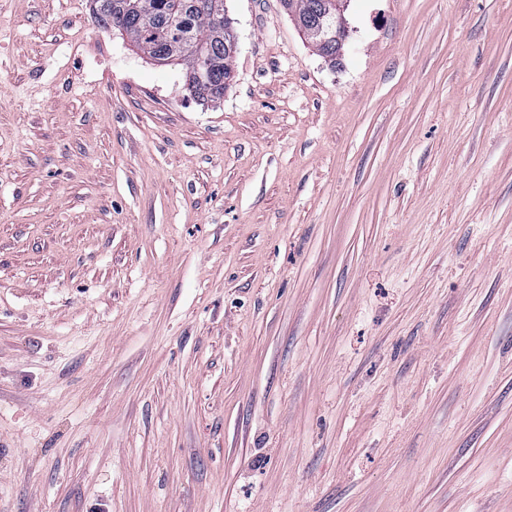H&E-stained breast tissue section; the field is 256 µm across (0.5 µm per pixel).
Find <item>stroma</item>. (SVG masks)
<instances>
[{
	"label": "stroma",
	"mask_w": 512,
	"mask_h": 512,
	"mask_svg": "<svg viewBox=\"0 0 512 512\" xmlns=\"http://www.w3.org/2000/svg\"><path fill=\"white\" fill-rule=\"evenodd\" d=\"M224 4L0 0V512H512V0ZM91 8L99 25L119 30L147 58L181 65L191 95L224 97L236 58L226 47L232 34L224 0H91ZM294 2L295 12L303 18L305 25H323L327 29L325 41L314 47L318 55L336 64L341 51V41L344 42L347 31L341 24V19L336 24V8L341 15L344 10V2L340 0H291ZM336 1V7L332 3ZM336 36V39L335 37Z\"/></svg>",
	"instance_id": "stroma-1"
}]
</instances>
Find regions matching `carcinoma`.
Returning a JSON list of instances; mask_svg holds the SVG:
<instances>
[{
  "label": "carcinoma",
  "mask_w": 512,
  "mask_h": 512,
  "mask_svg": "<svg viewBox=\"0 0 512 512\" xmlns=\"http://www.w3.org/2000/svg\"><path fill=\"white\" fill-rule=\"evenodd\" d=\"M294 2L305 25L327 29L325 41L314 46L318 55L336 62V7L332 0ZM92 14L105 29H116L157 64L182 67L190 94L201 100L224 97L234 71L235 55L224 0H91Z\"/></svg>",
  "instance_id": "cac0c4a2"
}]
</instances>
